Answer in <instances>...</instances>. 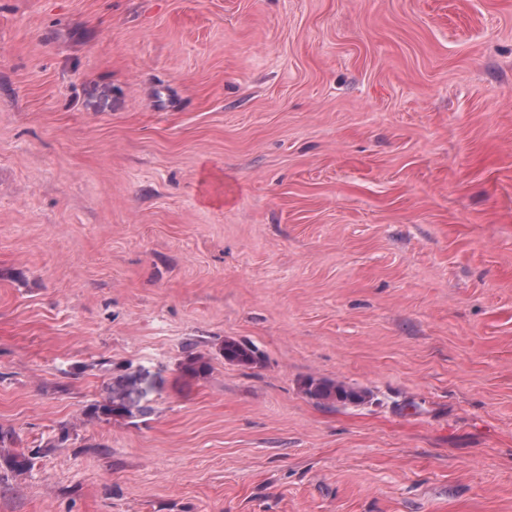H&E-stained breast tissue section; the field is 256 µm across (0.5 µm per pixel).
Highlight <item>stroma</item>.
<instances>
[{"label": "stroma", "mask_w": 512, "mask_h": 512, "mask_svg": "<svg viewBox=\"0 0 512 512\" xmlns=\"http://www.w3.org/2000/svg\"><path fill=\"white\" fill-rule=\"evenodd\" d=\"M0 426V512H512V0H0ZM220 351L225 361L239 365H252L258 359L253 348L232 339L224 340ZM180 368L183 376L205 378L210 372V363L204 356L188 348L186 356L180 364ZM130 373L107 386V395L101 401L91 403L84 412L89 420L111 421L112 418H134L150 410L148 396L155 390L154 380L145 387L136 374ZM304 393L317 403L325 406L337 404H361L368 398V393L355 390L342 382L309 378L303 385Z\"/></svg>", "instance_id": "1"}]
</instances>
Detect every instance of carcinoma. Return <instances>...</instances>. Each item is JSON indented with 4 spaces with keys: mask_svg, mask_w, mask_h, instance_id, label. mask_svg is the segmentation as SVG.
Masks as SVG:
<instances>
[{
    "mask_svg": "<svg viewBox=\"0 0 512 512\" xmlns=\"http://www.w3.org/2000/svg\"><path fill=\"white\" fill-rule=\"evenodd\" d=\"M224 360L239 364L252 365L257 362L256 351L250 346L232 339L224 341L221 347ZM182 375L190 378H204L210 372V363L193 349L186 351L180 364ZM304 393L317 403L333 407L337 404H361L368 398V393L355 390L342 382L322 379H308ZM155 390V384L144 386L136 375L130 373L118 378L107 386V395L100 401L91 403L84 412L89 420L110 421L116 417L134 418L148 413V396Z\"/></svg>",
    "mask_w": 512,
    "mask_h": 512,
    "instance_id": "1",
    "label": "carcinoma"
}]
</instances>
